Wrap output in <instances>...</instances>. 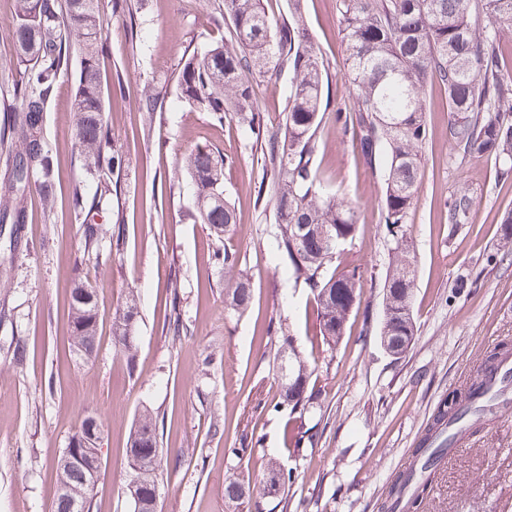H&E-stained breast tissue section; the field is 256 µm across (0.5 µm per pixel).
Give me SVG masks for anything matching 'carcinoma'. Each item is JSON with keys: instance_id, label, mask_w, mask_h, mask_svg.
<instances>
[{"instance_id": "cac0c4a2", "label": "carcinoma", "mask_w": 512, "mask_h": 512, "mask_svg": "<svg viewBox=\"0 0 512 512\" xmlns=\"http://www.w3.org/2000/svg\"><path fill=\"white\" fill-rule=\"evenodd\" d=\"M344 47V80L352 90L353 107L334 113L350 129L364 163L383 172L381 221L394 246L385 274L379 340L390 355L405 354L416 334L413 297L416 260L407 240V217L417 199L422 148L428 137L424 89L431 79L448 92V141L466 160L492 155L502 178L512 177V74L504 73L496 44L512 31V0H337ZM17 65L12 81L14 108H3L0 119V157L10 190L26 187L23 172L32 170L44 200L52 195L54 159L43 136L44 119L57 79L70 62L71 39L77 38L81 75L74 98L77 140L86 177L93 182L118 180L126 159L114 148L105 118V89L97 69L103 43L100 0H16ZM228 37L203 53L184 52L176 83L182 96L221 125L226 113L237 115L248 140L260 145L262 177H271L278 253L292 265L295 278L313 293L316 325L324 343L332 345L345 333L349 312L361 290L358 267L328 271L339 246L354 236L356 210L352 202L320 190L315 167L316 138L328 109L322 100L324 64L317 56L300 10L289 0L288 15L276 18L264 0H224ZM288 74V100L282 125L268 126L260 112L254 81L277 80ZM185 170L195 190V211L189 218L208 224L216 236L236 223L234 208L224 196V156L196 149ZM473 206L468 189L448 202V234L465 224ZM0 222L22 224L21 206L4 198ZM107 230L83 225L85 247L96 248ZM213 261L224 269L225 304L244 313L251 292L236 272L239 259L216 249ZM80 282L71 292L74 348L89 358L96 349L98 301L78 298ZM138 314L129 297L112 321L115 344L132 353L130 327ZM512 353L509 344L491 350L455 390V403L440 402L429 426L412 450L414 463L424 470L444 452L430 443L457 422L476 424L493 411L497 399L487 395L486 371ZM286 367L280 376L281 395L263 402L261 411L307 412L315 394L307 393L313 374L290 335L277 351ZM161 463L153 411L144 410L130 433L127 448L129 477L139 481L141 510L151 508ZM60 492L54 512H74L73 500L88 493L89 473L79 464H60ZM415 471L396 474L383 512H395L405 485ZM293 472L267 464V477L255 490L235 480L228 483L229 499L255 493L276 498L285 492Z\"/></svg>"}]
</instances>
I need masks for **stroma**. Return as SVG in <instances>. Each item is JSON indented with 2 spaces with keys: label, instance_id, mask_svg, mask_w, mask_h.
<instances>
[{
  "label": "stroma",
  "instance_id": "1",
  "mask_svg": "<svg viewBox=\"0 0 512 512\" xmlns=\"http://www.w3.org/2000/svg\"><path fill=\"white\" fill-rule=\"evenodd\" d=\"M132 5L130 22L110 5L101 9V80L124 87L105 100L113 141L127 157L120 183L99 188L83 180L73 117L81 62L72 60L46 114V141L59 166L53 201L27 191L25 223L0 224V512H53L57 461L89 411L103 423L104 466L92 510L130 512L126 448L146 408L158 416L161 512H281L275 499L232 501L225 492L231 479L258 482L271 458L294 474L292 510L305 501L307 512H381L390 480L441 399L486 352L512 342V254L504 255L502 242L512 178H500L491 157L459 160L448 142V94L427 83L429 135L407 220L418 331L396 360L378 339L392 248L380 226L384 182L364 165L351 132L325 119L315 155L320 178L327 192L357 205V232L336 261L363 272L346 333L328 347L313 322L310 289L276 250L273 204L258 197L259 150L234 116L213 124L175 82L185 50L205 49L226 33L224 0ZM301 12L324 62L323 95L331 109L348 111L354 100L342 76L336 0H301ZM13 23L14 0H0V100L16 59ZM152 84L163 96L150 112L145 92ZM197 146L224 155V195L237 224L220 239L188 218L194 190L184 160ZM79 184L90 212L73 210ZM462 186L473 207L452 235L447 202ZM89 221L121 224V241L104 236L99 256L85 255ZM220 244L237 253L251 285V306L241 316L224 307V272L211 258ZM81 279L99 290V338L88 359L70 338V293ZM131 294L139 307L130 358L114 345L112 318ZM174 307L176 328L169 322ZM270 325L277 332L268 336ZM286 332L316 366L309 386L320 397L302 425L325 424L297 455L284 445L287 413L257 407L279 397L274 357ZM234 448L244 456H231ZM418 512H512V412L473 426L468 447L436 473Z\"/></svg>",
  "mask_w": 512,
  "mask_h": 512
}]
</instances>
